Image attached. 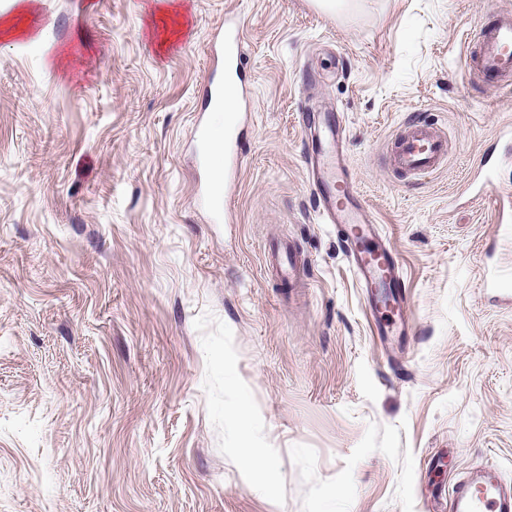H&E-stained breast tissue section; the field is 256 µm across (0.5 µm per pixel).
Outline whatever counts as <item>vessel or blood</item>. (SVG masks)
<instances>
[{
  "label": "vessel or blood",
  "mask_w": 512,
  "mask_h": 512,
  "mask_svg": "<svg viewBox=\"0 0 512 512\" xmlns=\"http://www.w3.org/2000/svg\"><path fill=\"white\" fill-rule=\"evenodd\" d=\"M479 50L465 57L469 74L501 89L512 88V14L502 13L480 29L476 35ZM211 52L217 62L206 86L209 108H226L224 123V163L213 165L208 150L212 132L200 123L195 128L199 161L206 170L205 186L198 195L200 206L209 211L213 222H223L227 213L222 194L225 184L234 178L244 159L236 132L242 121L238 110L245 92L240 71L246 62L241 51V29L238 17L229 16ZM338 116L329 113L321 121V132L313 152L305 160L306 178L316 194L318 217L322 223L336 227L338 237L347 247V258L353 272L368 287L369 308L378 322L380 334L392 332L400 315L404 298L396 293L399 268L391 248L382 241L366 203L354 190L345 159L337 149L343 136ZM393 168L413 176L426 177L441 169L448 160V139L436 125L413 118L398 131L391 147ZM494 164L481 161L483 175L492 205L504 214L505 203L512 193L498 189ZM282 281L292 283L304 272V265L292 250L282 247L270 254ZM450 512H512V487L505 484L499 472L486 465L471 470L458 480L451 491Z\"/></svg>",
  "instance_id": "b4317fda"
}]
</instances>
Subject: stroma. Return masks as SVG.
Here are the masks:
<instances>
[{"label":"stroma","instance_id":"stroma-1","mask_svg":"<svg viewBox=\"0 0 512 512\" xmlns=\"http://www.w3.org/2000/svg\"><path fill=\"white\" fill-rule=\"evenodd\" d=\"M175 2L164 45L162 0H0L34 28L0 35V512H431L480 463L512 486V231L467 182L512 97L461 63L512 0ZM228 14L247 153L213 224L193 133ZM324 112L399 260L403 334L377 336L316 220ZM417 114L448 134L420 179L388 153ZM268 256L282 281L293 284L304 273V264L295 258L293 251L287 246L268 253Z\"/></svg>","mask_w":512,"mask_h":512}]
</instances>
